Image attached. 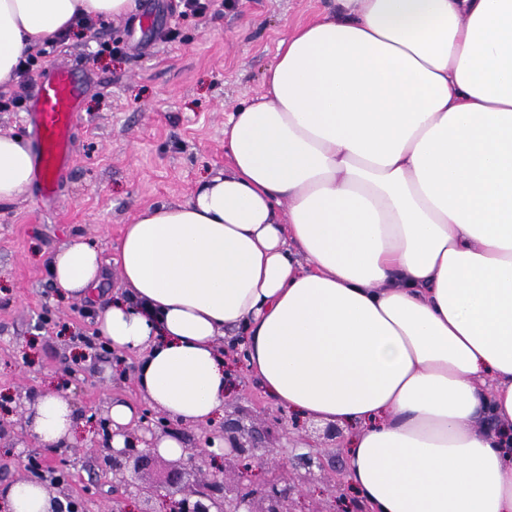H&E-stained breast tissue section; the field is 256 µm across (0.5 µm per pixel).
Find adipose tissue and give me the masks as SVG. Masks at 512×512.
<instances>
[{
  "instance_id": "1",
  "label": "adipose tissue",
  "mask_w": 512,
  "mask_h": 512,
  "mask_svg": "<svg viewBox=\"0 0 512 512\" xmlns=\"http://www.w3.org/2000/svg\"><path fill=\"white\" fill-rule=\"evenodd\" d=\"M336 3L225 123V170L126 225V292L96 331L188 427L223 417L217 341L241 338L281 409L348 428L370 512H512V0ZM135 7L0 0V87L79 17ZM34 177L28 141L0 134V203ZM49 271L68 297L106 275L83 239ZM29 426L47 448L85 428L52 393Z\"/></svg>"
}]
</instances>
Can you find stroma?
<instances>
[{
	"instance_id": "35a3bbf8",
	"label": "stroma",
	"mask_w": 512,
	"mask_h": 512,
	"mask_svg": "<svg viewBox=\"0 0 512 512\" xmlns=\"http://www.w3.org/2000/svg\"><path fill=\"white\" fill-rule=\"evenodd\" d=\"M175 0H153L146 39L133 43L138 16L102 24L55 44L45 68L77 67L84 83L81 123L74 138V164L62 178L56 203L37 205L33 190L0 204V482L28 478L48 451L16 414L37 397L64 396L82 420L98 416L112 400L149 407L127 356L116 374L111 354L88 356L78 335H93L84 307L102 310L121 291L111 270L96 300L61 295L48 263L70 239L96 243L104 260L116 257L126 224L144 208L188 201L200 180L223 170L224 124L261 92L263 74L280 40L312 17L334 10V0H224L222 11L182 17ZM177 27V41L159 39ZM104 40L123 41L124 55L95 57ZM246 368L235 375L229 410L278 432V408L256 404ZM58 474L78 512H136L137 485H161L179 469L161 454L131 462L125 485L114 486L90 441L72 446Z\"/></svg>"
}]
</instances>
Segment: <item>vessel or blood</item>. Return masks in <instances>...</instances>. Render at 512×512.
Listing matches in <instances>:
<instances>
[{
	"label": "vessel or blood",
	"mask_w": 512,
	"mask_h": 512,
	"mask_svg": "<svg viewBox=\"0 0 512 512\" xmlns=\"http://www.w3.org/2000/svg\"><path fill=\"white\" fill-rule=\"evenodd\" d=\"M81 94L74 68L59 65L37 83L30 97L23 120L36 147L37 201L56 198L60 176L71 167V133L80 120Z\"/></svg>",
	"instance_id": "obj_1"
}]
</instances>
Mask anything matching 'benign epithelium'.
<instances>
[{
  "mask_svg": "<svg viewBox=\"0 0 512 512\" xmlns=\"http://www.w3.org/2000/svg\"><path fill=\"white\" fill-rule=\"evenodd\" d=\"M94 432L101 436L96 451L106 454L112 464L113 476L127 481V464L142 456L143 452H157L153 443L144 440L134 428L123 431L125 444L122 448L112 447L110 420L98 418L93 425ZM224 438V460L237 465V478L232 484L224 480L225 469H211L204 456L203 448L212 444L214 437ZM274 433L269 428L247 425L240 419L224 416L222 430L203 431L201 447L185 448L179 463L190 473H205L202 482H173L167 487L154 485L139 489L138 512H158L154 504L159 503L165 512H294L295 495L305 484L316 481V474L310 470L311 455H301L297 460L308 468L296 480L287 475V463L274 458ZM271 461V468L265 470L263 480L254 479L253 464L263 459ZM336 512H367L366 505L354 494L341 493L336 496Z\"/></svg>",
  "mask_w": 512,
  "mask_h": 512,
  "instance_id": "obj_1",
  "label": "benign epithelium"
}]
</instances>
